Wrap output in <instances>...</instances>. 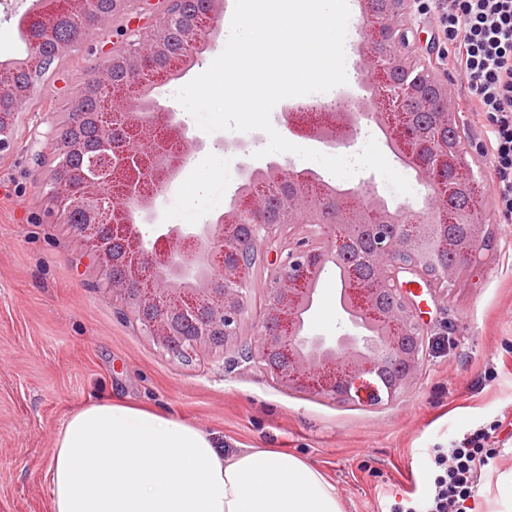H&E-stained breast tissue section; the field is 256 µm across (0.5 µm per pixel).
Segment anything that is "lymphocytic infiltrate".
<instances>
[{"mask_svg": "<svg viewBox=\"0 0 512 512\" xmlns=\"http://www.w3.org/2000/svg\"><path fill=\"white\" fill-rule=\"evenodd\" d=\"M443 22L454 47L452 64L466 77L470 108L490 126L486 154L495 205L512 218V0H451ZM496 431L480 428L435 449L426 494L394 502L388 512H466Z\"/></svg>", "mask_w": 512, "mask_h": 512, "instance_id": "lymphocytic-infiltrate-1", "label": "lymphocytic infiltrate"}]
</instances>
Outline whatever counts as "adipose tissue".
<instances>
[{
    "mask_svg": "<svg viewBox=\"0 0 512 512\" xmlns=\"http://www.w3.org/2000/svg\"><path fill=\"white\" fill-rule=\"evenodd\" d=\"M46 479L52 512H342L335 485L296 454L227 458L190 422L108 399L70 414Z\"/></svg>",
    "mask_w": 512,
    "mask_h": 512,
    "instance_id": "ef3b65f1",
    "label": "adipose tissue"
}]
</instances>
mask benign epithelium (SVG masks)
<instances>
[{
    "instance_id": "1",
    "label": "benign epithelium",
    "mask_w": 512,
    "mask_h": 512,
    "mask_svg": "<svg viewBox=\"0 0 512 512\" xmlns=\"http://www.w3.org/2000/svg\"><path fill=\"white\" fill-rule=\"evenodd\" d=\"M167 0L163 27L175 29L190 49L205 33L183 18ZM410 0H385L377 22L366 27L358 46V90L334 103L335 112L314 122L296 105L284 104L277 121L292 135L328 147L346 145L362 119L381 132L386 147L412 169L428 190L431 206L422 217L383 204L377 195L358 207L341 206L334 223L324 222L310 183L293 166L269 161L238 166L237 204L206 224H167L156 199L173 185L189 154L203 140L168 110L154 113L158 102L146 96L168 55L161 31L129 43L122 62L139 75L138 97L112 83L111 69L94 81L109 105V122L98 126V141H54L56 153L90 154L96 173L112 185L107 195L97 181H84L80 192L60 203L82 210L85 223L72 224L75 236L93 254L105 290L122 304L155 341L177 357L236 353L254 363L281 386L319 397L361 405H379L409 389L424 352V330L416 320L417 304L407 291L410 275L431 290L457 277L448 267L435 273L422 258V243L434 223H457L450 198L472 186V170L452 164L453 179L440 182L439 157H451L455 143L442 132L455 123L456 107L447 81L430 66L397 50L408 40L405 16ZM430 159H417L424 147ZM278 202V218L245 225L242 216L263 213ZM153 226L147 239L142 226ZM300 224H317L314 236L296 237ZM485 235L469 226L458 250L469 256L471 239ZM259 250L268 272L265 314L253 339L242 342L240 328L248 313L245 273L248 256ZM340 269L346 285L337 289L336 306L345 328L334 336L313 333L308 317L322 290L325 265ZM367 267L371 279L357 280L355 269Z\"/></svg>"
}]
</instances>
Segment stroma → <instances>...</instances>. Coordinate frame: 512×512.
<instances>
[{"label":"stroma","instance_id":"stroma-1","mask_svg":"<svg viewBox=\"0 0 512 512\" xmlns=\"http://www.w3.org/2000/svg\"><path fill=\"white\" fill-rule=\"evenodd\" d=\"M156 2L130 0L121 19L75 41L0 153V512H52L45 473L56 436L72 411L98 398L191 421L228 456L249 448L294 453L335 485L343 512H383L394 498L421 496L432 448L497 422L500 452L469 505L505 512L498 483L512 471V221L495 208L494 173L481 154L485 122L466 111L467 82L448 63V0H415L408 38L413 57L433 60L448 81L493 249L473 256L465 275L437 295L420 294L421 369L407 391L379 406L288 390L232 353L174 357L122 315L98 282L93 255L50 201L42 184L55 157L47 131L114 49L162 24ZM30 3L0 0V61L19 57L17 22ZM234 140L226 131L206 135L205 149L158 198L165 222L202 224L223 212L237 187ZM401 173L411 194H394L372 170L349 183L419 213L426 189L412 169ZM204 178L208 194L194 198Z\"/></svg>","mask_w":512,"mask_h":512}]
</instances>
